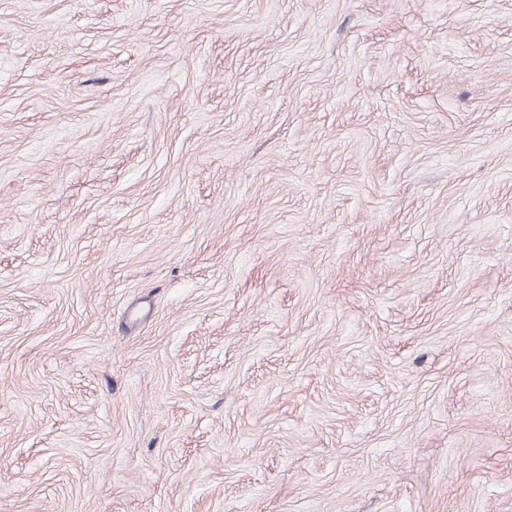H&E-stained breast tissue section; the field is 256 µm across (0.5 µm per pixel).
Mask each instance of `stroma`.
<instances>
[{
	"label": "stroma",
	"mask_w": 512,
	"mask_h": 512,
	"mask_svg": "<svg viewBox=\"0 0 512 512\" xmlns=\"http://www.w3.org/2000/svg\"><path fill=\"white\" fill-rule=\"evenodd\" d=\"M0 512H512V0H0Z\"/></svg>",
	"instance_id": "35a3bbf8"
}]
</instances>
